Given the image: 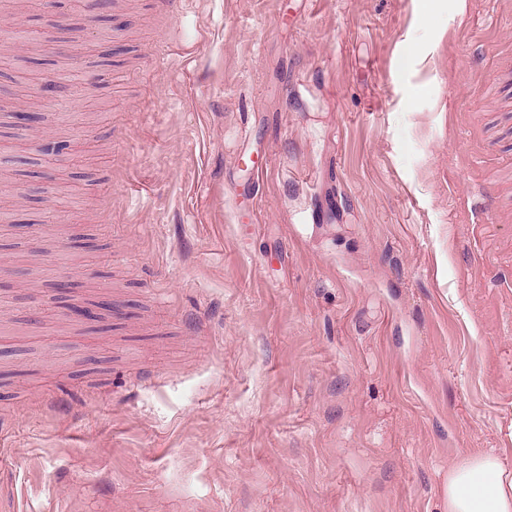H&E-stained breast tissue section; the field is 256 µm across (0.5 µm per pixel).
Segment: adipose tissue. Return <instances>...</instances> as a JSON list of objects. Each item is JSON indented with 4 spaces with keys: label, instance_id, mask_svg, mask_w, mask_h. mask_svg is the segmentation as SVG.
I'll use <instances>...</instances> for the list:
<instances>
[{
    "label": "adipose tissue",
    "instance_id": "1",
    "mask_svg": "<svg viewBox=\"0 0 512 512\" xmlns=\"http://www.w3.org/2000/svg\"><path fill=\"white\" fill-rule=\"evenodd\" d=\"M448 512H512V469L491 452L450 467Z\"/></svg>",
    "mask_w": 512,
    "mask_h": 512
}]
</instances>
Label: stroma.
Masks as SVG:
<instances>
[{
	"label": "stroma",
	"instance_id": "stroma-1",
	"mask_svg": "<svg viewBox=\"0 0 512 512\" xmlns=\"http://www.w3.org/2000/svg\"><path fill=\"white\" fill-rule=\"evenodd\" d=\"M111 14L0 15L100 61L42 111L65 184L0 139L46 190L0 205V512H448L512 466V0ZM68 300L71 302L66 305V314L78 323L92 324L112 314L111 302L94 300L90 303H77L72 302L73 299ZM448 512H512V469L493 452L450 467Z\"/></svg>",
	"mask_w": 512,
	"mask_h": 512
}]
</instances>
